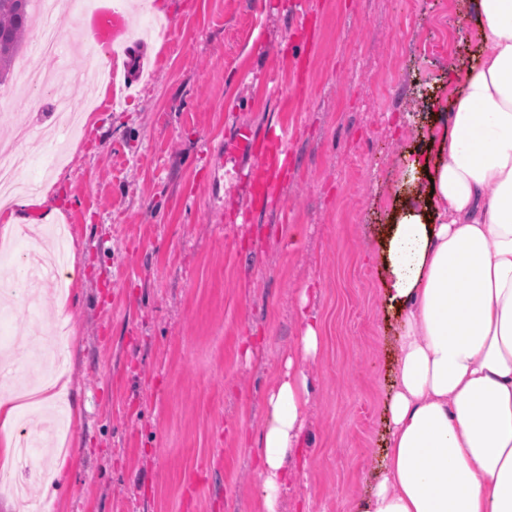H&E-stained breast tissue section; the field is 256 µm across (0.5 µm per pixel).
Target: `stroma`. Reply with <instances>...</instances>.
I'll use <instances>...</instances> for the list:
<instances>
[{
  "label": "stroma",
  "mask_w": 512,
  "mask_h": 512,
  "mask_svg": "<svg viewBox=\"0 0 512 512\" xmlns=\"http://www.w3.org/2000/svg\"><path fill=\"white\" fill-rule=\"evenodd\" d=\"M288 2L167 0V38L127 44L125 106L103 104L65 139L62 166L42 138L21 142L77 255L65 312L47 275L35 307L10 309L13 376L49 356L38 333L67 328L61 403L80 422L64 445L78 461L51 489L28 480L46 512H254L264 394L304 311L323 348L279 512H357L376 483L396 359L380 242L478 42L435 51L445 0ZM279 125L294 162L258 222L241 223L254 160L236 133Z\"/></svg>",
  "instance_id": "1"
}]
</instances>
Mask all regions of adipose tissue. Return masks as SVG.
I'll list each match as a JSON object with an SVG mask.
<instances>
[{
  "label": "adipose tissue",
  "mask_w": 512,
  "mask_h": 512,
  "mask_svg": "<svg viewBox=\"0 0 512 512\" xmlns=\"http://www.w3.org/2000/svg\"><path fill=\"white\" fill-rule=\"evenodd\" d=\"M472 3L476 60L382 246L397 356L380 478L358 512H512V0ZM322 344L304 316L271 380L257 512H278L296 479Z\"/></svg>",
  "instance_id": "adipose-tissue-1"
}]
</instances>
